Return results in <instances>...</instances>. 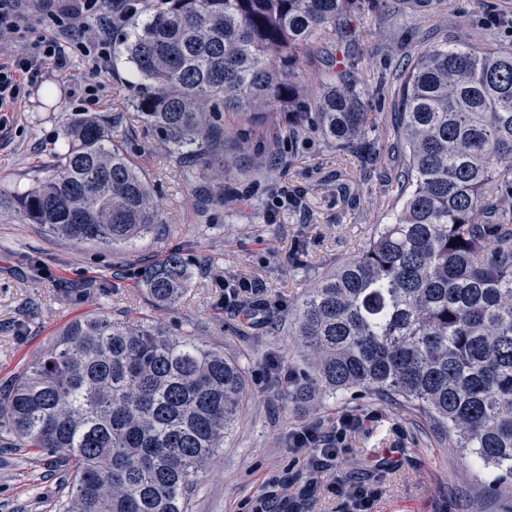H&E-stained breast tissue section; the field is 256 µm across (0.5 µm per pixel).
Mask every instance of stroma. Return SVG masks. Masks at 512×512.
I'll return each instance as SVG.
<instances>
[{
  "instance_id": "stroma-1",
  "label": "stroma",
  "mask_w": 512,
  "mask_h": 512,
  "mask_svg": "<svg viewBox=\"0 0 512 512\" xmlns=\"http://www.w3.org/2000/svg\"><path fill=\"white\" fill-rule=\"evenodd\" d=\"M30 17L25 37H0V62L56 35L42 0H18ZM354 41L337 39L336 55L364 88L373 123L370 154L336 148L315 133L287 142L278 124L248 125L246 145L224 144V202L200 216L185 170L165 160L157 135L131 119L135 94L124 57L99 70L71 51L67 73L44 70L38 82L0 112V184H26L51 164L63 117L95 113L150 176L162 222L133 244L109 249L73 245L36 224H0V387L85 313L115 320L150 314L172 332L223 346L246 370V395L224 451L190 500L192 512H348L331 483L380 487L373 512H496L454 449L424 434L402 409L362 401L294 410L276 394L271 361L299 357L288 336V311L328 270L349 261L395 209V178L405 154L394 136L400 85L420 50L436 43L493 44L512 50V0H378L350 18ZM96 87L86 101L81 87ZM288 187L295 203L280 199ZM202 265L184 297L167 311L150 309L139 283L143 265L175 248ZM261 288L266 310L227 298L224 287ZM373 412L323 472L293 452L289 435L304 426L327 432L344 412ZM62 476L48 461L0 447V512H59Z\"/></svg>"
}]
</instances>
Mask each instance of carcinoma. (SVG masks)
Instances as JSON below:
<instances>
[{
	"instance_id": "carcinoma-1",
	"label": "carcinoma",
	"mask_w": 512,
	"mask_h": 512,
	"mask_svg": "<svg viewBox=\"0 0 512 512\" xmlns=\"http://www.w3.org/2000/svg\"><path fill=\"white\" fill-rule=\"evenodd\" d=\"M365 2L156 0L146 11L135 0L116 17L112 52L131 65L134 117L172 162L210 171L191 182L199 213L224 202L226 112L370 151L364 93L328 46ZM303 53L319 58L314 93ZM396 134L409 151L400 207L295 310L288 332L303 355L281 398L405 409L512 512V50L425 47ZM61 141L48 175L0 189V224L114 248L160 223L151 183L111 127L80 112ZM199 266L181 248L144 266L151 308L175 305ZM244 390V367L222 348L152 319L87 314L0 388V441L63 464L62 512H188Z\"/></svg>"
}]
</instances>
